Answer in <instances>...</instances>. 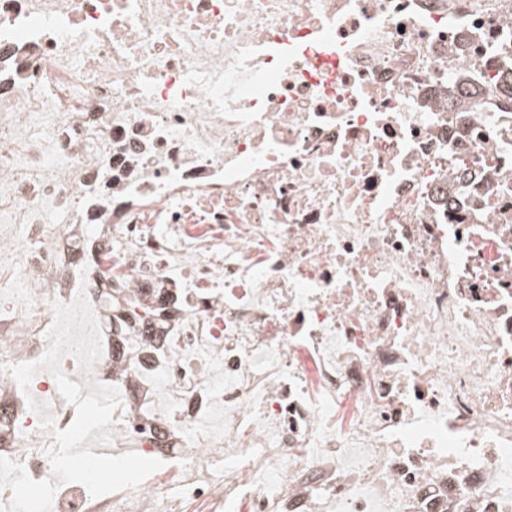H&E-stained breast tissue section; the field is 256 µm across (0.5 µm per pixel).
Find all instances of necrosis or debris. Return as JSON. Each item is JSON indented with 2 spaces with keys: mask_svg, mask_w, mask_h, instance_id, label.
<instances>
[{
  "mask_svg": "<svg viewBox=\"0 0 512 512\" xmlns=\"http://www.w3.org/2000/svg\"><path fill=\"white\" fill-rule=\"evenodd\" d=\"M512 0H0L9 366L85 290L138 488L52 512H512Z\"/></svg>",
  "mask_w": 512,
  "mask_h": 512,
  "instance_id": "necrosis-or-debris-1",
  "label": "necrosis or debris"
}]
</instances>
